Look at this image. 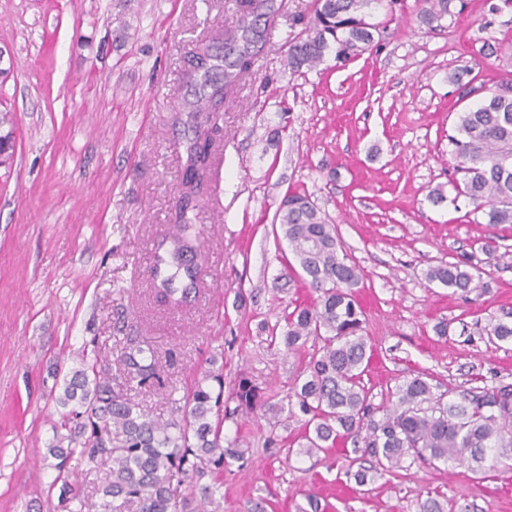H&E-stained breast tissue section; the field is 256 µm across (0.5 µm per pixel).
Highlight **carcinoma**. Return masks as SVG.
<instances>
[{
  "label": "carcinoma",
  "mask_w": 512,
  "mask_h": 512,
  "mask_svg": "<svg viewBox=\"0 0 512 512\" xmlns=\"http://www.w3.org/2000/svg\"><path fill=\"white\" fill-rule=\"evenodd\" d=\"M380 3L314 0L303 35L289 42L290 68H312L330 51L343 65L373 48L379 28L368 18L372 5ZM241 7L234 28H220L197 45L191 97L179 106L188 113L182 183L193 191L181 200L177 231L154 244L152 266L157 297L174 305L190 302L201 287L200 267L190 260L197 253V235L188 212L208 186L212 148L221 131L216 112L232 84L254 64L248 51L230 62L219 47L259 40L270 28L249 0ZM448 11L449 0H429L423 19L431 27ZM480 91L481 102L460 113L458 135L450 138L459 159L456 172L462 174L452 180V188L484 223L512 224V78L501 79L490 93L481 85H464L461 96ZM279 224L302 271L301 287L316 298L295 306L284 324L271 327L269 347L290 354L310 340L319 343L287 403L271 408L275 415L304 417L303 443L297 449L289 443L288 455L312 457L349 439L360 442L369 466L351 474L359 486L415 464L437 468L450 463L483 474L489 466L512 461V383L456 394L439 392L417 375L388 389L380 403L372 402L362 382L372 349L363 336L365 312L353 292L359 273L347 263L336 225L299 192L282 201ZM427 278L464 295L485 291L467 260L443 262ZM483 334L494 346L512 343V321L490 322ZM120 362L127 370L124 386L101 376L97 358L82 360L64 379L57 398L64 413L48 448L58 460L61 499L75 502L76 512H212L221 482L205 478L245 458L241 436L226 437L224 421L264 409L261 388L242 375L226 396L223 370L208 371L185 396L171 400L175 417L163 420L143 410L132 395L135 387L170 396L176 391L165 384L155 351L138 347L123 353ZM75 456L107 464L93 496L69 483L67 465Z\"/></svg>",
  "instance_id": "1"
}]
</instances>
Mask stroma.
Here are the masks:
<instances>
[{"label": "stroma", "instance_id": "35a3bbf8", "mask_svg": "<svg viewBox=\"0 0 512 512\" xmlns=\"http://www.w3.org/2000/svg\"><path fill=\"white\" fill-rule=\"evenodd\" d=\"M500 2L452 0L434 30L421 21L425 0L377 5L373 51L295 73L288 43L313 0H273L278 21L224 100L192 212L203 285L177 307L157 301L151 271L156 236L176 223L187 139L176 111L197 41L236 25L237 0H0V111L16 125L13 160L0 167V512H67L50 488L48 446L63 380L83 355L113 369L130 347L152 348L181 394L216 361L225 391L244 373L270 404L285 403L312 354L266 341L306 297L283 275L289 248L276 233L290 192L337 224L359 271L373 403L418 374L443 390L512 382V344L478 334L488 318L512 317V224H478L467 205L428 198L453 177L450 138L476 103L449 73L476 86L512 75V7ZM465 257L489 285L481 297L426 279ZM302 432L269 414L226 421L249 453L224 471L220 512H299L309 492L329 512H419L429 497L451 512H512L510 469L415 465L360 487L345 475L352 442L315 460L267 442Z\"/></svg>", "mask_w": 512, "mask_h": 512}]
</instances>
